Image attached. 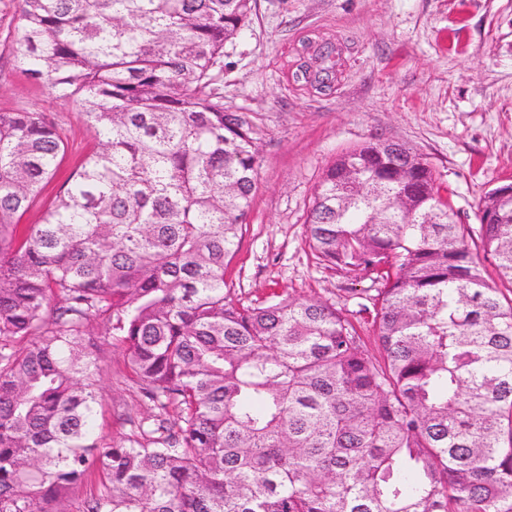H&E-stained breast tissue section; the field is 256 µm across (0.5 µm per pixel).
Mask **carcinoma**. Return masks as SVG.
<instances>
[{
  "instance_id": "1",
  "label": "carcinoma",
  "mask_w": 512,
  "mask_h": 512,
  "mask_svg": "<svg viewBox=\"0 0 512 512\" xmlns=\"http://www.w3.org/2000/svg\"><path fill=\"white\" fill-rule=\"evenodd\" d=\"M17 5L22 72L98 144L21 224L67 145L0 112V512H65L93 479L82 512H512V197L460 224L382 140L324 170L306 237L381 283L376 358L344 308L226 288L261 156L224 47L255 0ZM93 321L151 410L109 443Z\"/></svg>"
}]
</instances>
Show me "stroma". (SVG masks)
Returning <instances> with one entry per match:
<instances>
[{"instance_id":"1","label":"stroma","mask_w":512,"mask_h":512,"mask_svg":"<svg viewBox=\"0 0 512 512\" xmlns=\"http://www.w3.org/2000/svg\"><path fill=\"white\" fill-rule=\"evenodd\" d=\"M328 43L336 53L322 88L302 69ZM17 48V4L0 0V112H46L68 144L56 177L22 217L34 224L95 139L78 103L27 79ZM224 52V108L249 115L262 157L225 280L246 304L287 294L354 311L377 353L367 312L378 287L372 274L327 268L308 245L315 186L342 152L391 139L427 159L458 223L478 224L480 197L512 182V0H257ZM90 332L102 391L97 434L109 441L148 409L104 327Z\"/></svg>"}]
</instances>
